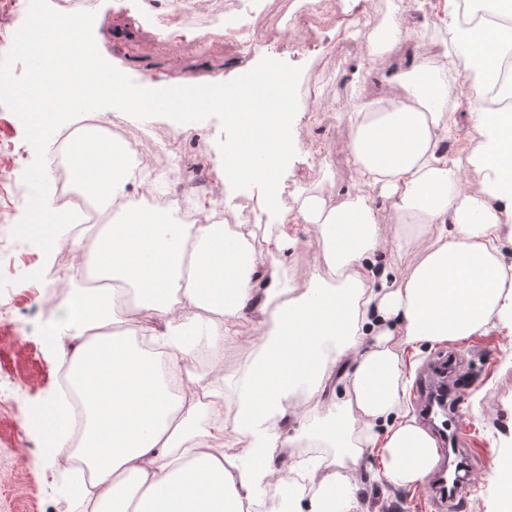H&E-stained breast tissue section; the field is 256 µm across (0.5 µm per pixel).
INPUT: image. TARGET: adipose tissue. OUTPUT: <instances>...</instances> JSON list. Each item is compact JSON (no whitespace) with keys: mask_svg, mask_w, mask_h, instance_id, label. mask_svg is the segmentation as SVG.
<instances>
[{"mask_svg":"<svg viewBox=\"0 0 512 512\" xmlns=\"http://www.w3.org/2000/svg\"><path fill=\"white\" fill-rule=\"evenodd\" d=\"M500 3L510 24L480 32L461 23L456 9L444 13L453 30L451 66L477 95L495 76L486 46L512 50V0ZM438 55L425 50L412 70L391 74L400 97L381 101L374 112L350 113L346 150L364 190L339 204L309 191L294 212L280 210L290 112L265 69L246 82L250 103L236 115L243 138L225 150L216 176L224 184L264 181V207L277 213V223L246 239L222 224H168L158 212L133 207L123 220L93 229L92 255H85L81 236H72L79 257L72 279L93 268L121 282L67 295L47 338L54 349L67 339L77 343L70 375L88 411L79 452L101 488L90 512H244L272 483L287 489L289 512H366L351 461L379 451L386 476L404 486L421 484L433 471L435 441L405 408L413 377L405 351L512 321V268L500 252L502 228L512 223V111L477 109L485 142L472 164L485 181L469 192L439 151L452 118ZM186 95L178 79L138 94L112 82L113 104L142 112L175 109ZM70 152L77 183L101 206L125 193L121 151L93 137ZM375 187L393 205L403 230L399 247H422L420 261L401 278L392 276L391 263L378 261L385 238L369 194ZM71 216L68 202L39 197L28 229L48 246L69 234ZM295 224L313 226L330 264L346 273L342 286L327 288L312 277L282 281L281 257ZM248 310V323L266 338L263 357L229 396L208 373L220 368L225 346L241 340ZM339 340L351 355L338 378L336 425L314 434L336 457L307 468L300 484L292 470L271 468L275 449L286 442L265 425L290 414L306 377L318 384L329 378L320 353ZM203 342L211 347L205 373L191 364ZM230 406L249 439L252 467L245 472L224 443ZM39 422L46 456H69L67 405L49 400Z\"/></svg>","mask_w":512,"mask_h":512,"instance_id":"obj_1","label":"adipose tissue"}]
</instances>
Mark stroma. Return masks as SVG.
<instances>
[{
    "label": "stroma",
    "mask_w": 512,
    "mask_h": 512,
    "mask_svg": "<svg viewBox=\"0 0 512 512\" xmlns=\"http://www.w3.org/2000/svg\"><path fill=\"white\" fill-rule=\"evenodd\" d=\"M444 5L445 0H401L407 40L381 58L372 55L368 42L352 32L373 13L374 0H335L321 19L304 27L299 26L294 9L273 10L263 21L260 41L249 56L203 27L183 38H170L146 19L148 7L143 0H91L100 54L140 86L179 78L202 87L220 78L231 87L260 65L288 74L301 89L311 79L321 81L316 98L302 95L294 101V150L283 185L288 196L282 204L287 208L296 207L300 195L310 190L336 201L356 188V170L343 149L349 134L347 114L354 104L393 95V87L382 83L381 76L405 68L409 42L451 41L450 29L436 18ZM450 97L455 102V123L448 155L475 190L482 175L470 158L482 136L467 110L468 86L451 83ZM131 124L146 131L180 134L186 167L212 170L221 160L218 143L224 131L217 118L179 124L157 116L135 118ZM34 159L22 120L0 107V512H75L70 477L61 465L44 458L45 436L36 418L60 390L59 360L46 334L56 307L53 296L66 287L63 271L77 259L57 252L51 261H44L39 247L12 234L29 197L23 174ZM295 236L296 243L283 257L289 279L311 274L328 277L324 249L313 227L296 225ZM454 347L462 351L467 371L459 423L462 446L474 458L467 512H498L492 473L498 457L512 451V326H488ZM341 394V386L331 383L316 397L297 396L296 419L271 426L272 432L292 439L291 446L276 450L273 469L303 463L309 455L303 441L317 426L328 425L329 414L315 421L304 417L310 400L327 406ZM355 470L356 494L367 512H434L430 486L393 485L379 455L364 456Z\"/></svg>",
    "instance_id": "stroma-1"
}]
</instances>
